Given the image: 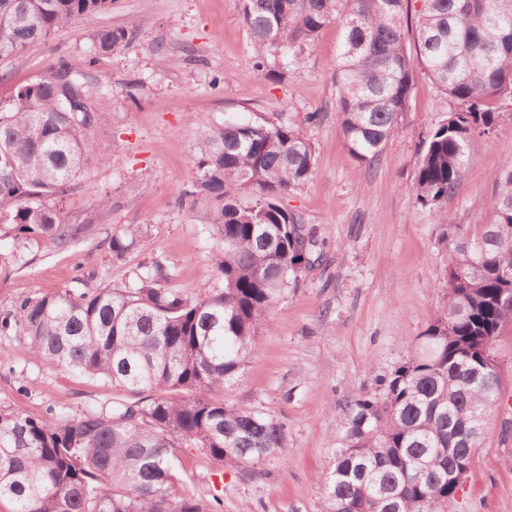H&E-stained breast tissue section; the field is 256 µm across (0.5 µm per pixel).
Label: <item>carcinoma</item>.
<instances>
[{"label":"carcinoma","instance_id":"cac0c4a2","mask_svg":"<svg viewBox=\"0 0 512 512\" xmlns=\"http://www.w3.org/2000/svg\"><path fill=\"white\" fill-rule=\"evenodd\" d=\"M242 3L253 69L267 77L299 67L303 47L340 23L336 114L361 165L399 134L416 70L434 79L452 106L420 152L414 192L423 206L454 194L473 142L512 108V0ZM110 4L0 0V60ZM135 36L123 26L96 31L89 64ZM106 119L89 76L63 60L0 98V224L15 225L21 239L0 252V275L44 238L65 248L85 233V224L62 222L56 204L84 175ZM317 119L236 115L198 134L183 196L210 208L220 240L212 261L223 287L208 297L166 287L170 274L155 262L120 288L27 297L0 319V332H22L34 358L130 392L78 416L51 409L37 418L0 405V500L14 512H219L217 496L175 492L180 449L229 470L282 451L285 424L227 403L224 391L239 381L290 281L319 261L303 215L284 204L313 175L305 127ZM489 210L477 233L442 220L446 303L421 336L424 352L385 379L382 393L353 400L348 445L324 482V512H445L453 498L461 465H470L502 399L494 344L512 326V150ZM143 234L132 224L112 235V260Z\"/></svg>","mask_w":512,"mask_h":512}]
</instances>
